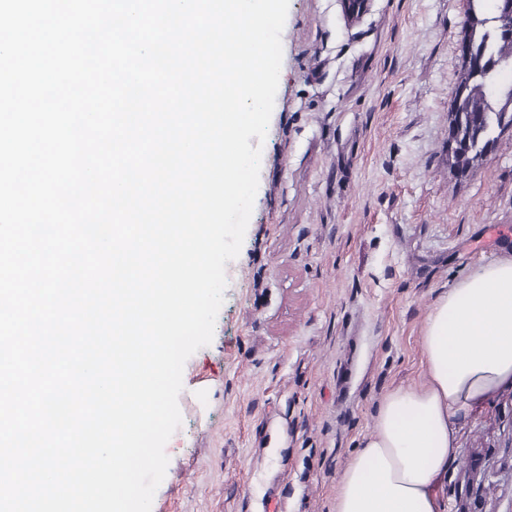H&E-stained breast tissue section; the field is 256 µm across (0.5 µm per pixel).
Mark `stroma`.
Segmentation results:
<instances>
[{
  "mask_svg": "<svg viewBox=\"0 0 512 512\" xmlns=\"http://www.w3.org/2000/svg\"><path fill=\"white\" fill-rule=\"evenodd\" d=\"M468 0H289L259 185L210 345L183 369L151 512H332L382 394L425 378L437 294L512 252V128L466 176L448 156ZM512 512V391L461 429Z\"/></svg>",
  "mask_w": 512,
  "mask_h": 512,
  "instance_id": "35a3bbf8",
  "label": "stroma"
}]
</instances>
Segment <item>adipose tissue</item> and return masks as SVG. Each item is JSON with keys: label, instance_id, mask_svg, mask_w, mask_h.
Segmentation results:
<instances>
[{"label": "adipose tissue", "instance_id": "obj_1", "mask_svg": "<svg viewBox=\"0 0 512 512\" xmlns=\"http://www.w3.org/2000/svg\"><path fill=\"white\" fill-rule=\"evenodd\" d=\"M426 378L382 397L333 512H447L461 420L512 391V254L442 291L423 327Z\"/></svg>", "mask_w": 512, "mask_h": 512}]
</instances>
